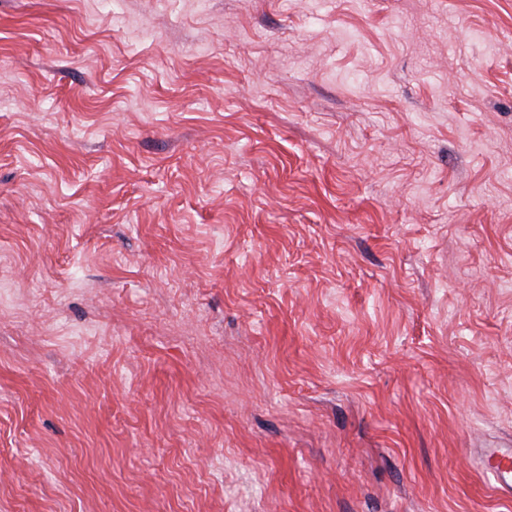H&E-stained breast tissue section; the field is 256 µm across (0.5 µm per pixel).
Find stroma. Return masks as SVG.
<instances>
[{
  "mask_svg": "<svg viewBox=\"0 0 512 512\" xmlns=\"http://www.w3.org/2000/svg\"><path fill=\"white\" fill-rule=\"evenodd\" d=\"M0 0V512H512V0ZM480 462L492 490L501 496L512 494V448L510 442L494 448H479Z\"/></svg>",
  "mask_w": 512,
  "mask_h": 512,
  "instance_id": "1",
  "label": "stroma"
}]
</instances>
